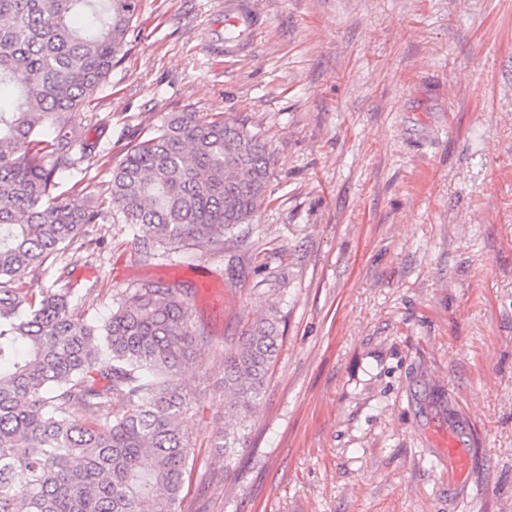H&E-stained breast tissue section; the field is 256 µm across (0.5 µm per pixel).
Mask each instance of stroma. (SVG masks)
<instances>
[{"label":"stroma","instance_id":"obj_1","mask_svg":"<svg viewBox=\"0 0 512 512\" xmlns=\"http://www.w3.org/2000/svg\"><path fill=\"white\" fill-rule=\"evenodd\" d=\"M217 2L139 0L90 104L97 155L57 193L109 200L168 113L221 112L274 157L249 241L139 263L117 217L31 280L96 321L141 284L187 289L178 512H512V0H257L234 59L201 47ZM273 312L263 397L227 414L224 355ZM448 462L454 467L456 479L461 480L468 469L469 455L466 448L459 447L458 439L452 433L448 434Z\"/></svg>","mask_w":512,"mask_h":512}]
</instances>
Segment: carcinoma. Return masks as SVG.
I'll return each mask as SVG.
<instances>
[{
    "instance_id": "obj_1",
    "label": "carcinoma",
    "mask_w": 512,
    "mask_h": 512,
    "mask_svg": "<svg viewBox=\"0 0 512 512\" xmlns=\"http://www.w3.org/2000/svg\"><path fill=\"white\" fill-rule=\"evenodd\" d=\"M139 0H0V512H177L192 448L183 360L201 349L178 286L143 285L102 324L26 286L86 224H136L131 258L240 237L266 199V143L218 113L167 116L112 170L111 205L59 201L96 157L78 122L120 61ZM278 320L224 356L230 409L262 397ZM112 405V412L106 411Z\"/></svg>"
}]
</instances>
